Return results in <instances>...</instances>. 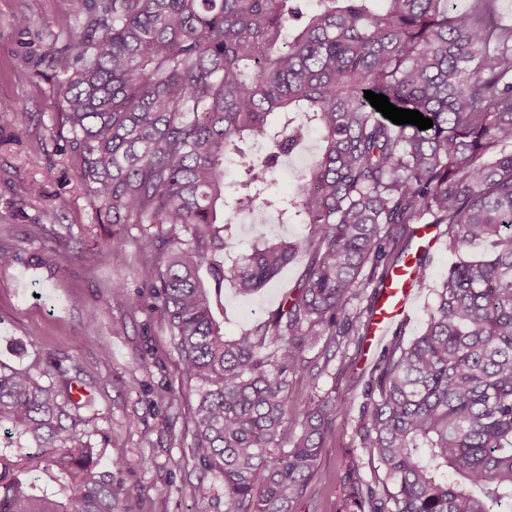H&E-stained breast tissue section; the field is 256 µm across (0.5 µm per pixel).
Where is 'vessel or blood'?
Segmentation results:
<instances>
[{
    "label": "vessel or blood",
    "mask_w": 512,
    "mask_h": 512,
    "mask_svg": "<svg viewBox=\"0 0 512 512\" xmlns=\"http://www.w3.org/2000/svg\"><path fill=\"white\" fill-rule=\"evenodd\" d=\"M413 296L409 271L401 268L393 270L379 290L375 315L367 329L368 348L378 349L394 323L407 317Z\"/></svg>",
    "instance_id": "vessel-or-blood-1"
}]
</instances>
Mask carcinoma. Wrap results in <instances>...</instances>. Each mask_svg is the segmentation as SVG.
I'll return each instance as SVG.
<instances>
[{"label": "carcinoma", "mask_w": 512, "mask_h": 512, "mask_svg": "<svg viewBox=\"0 0 512 512\" xmlns=\"http://www.w3.org/2000/svg\"><path fill=\"white\" fill-rule=\"evenodd\" d=\"M83 16L54 55L56 100L79 179L110 224H146L136 270L153 289L183 376L197 385L201 469L224 479L225 512H292L335 430L352 417L384 472L355 482L350 512H509L512 508V26L495 0H71ZM371 90L433 126L397 125ZM322 133L290 198L270 192L279 159ZM267 147L261 159L244 145ZM243 174L224 215V162ZM263 209L311 229L297 286L255 329L224 336V285L251 295L298 244L258 238L235 251L231 225ZM419 224L448 225L457 260L439 285ZM435 304L419 336L394 332L366 401L300 412L288 375L324 337L341 346L375 304L354 307L407 258ZM42 384L0 365V512H117L132 490L100 468L71 381L45 357ZM301 417L287 458L284 421ZM43 463L69 499L18 478Z\"/></svg>", "instance_id": "carcinoma-1"}]
</instances>
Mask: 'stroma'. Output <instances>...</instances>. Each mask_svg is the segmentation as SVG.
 I'll list each match as a JSON object with an SVG mask.
<instances>
[{"label":"stroma","instance_id":"stroma-1","mask_svg":"<svg viewBox=\"0 0 512 512\" xmlns=\"http://www.w3.org/2000/svg\"><path fill=\"white\" fill-rule=\"evenodd\" d=\"M21 15L26 25H17ZM81 26L71 0H0V97L16 105L0 111V249L16 257L0 268V364L37 376L45 353L53 354L83 390L80 413L91 442L103 452V469L132 488L134 512H224V481L203 472L193 446L196 386L183 377L155 298L135 274L145 260L134 245L141 227L98 221L70 135L60 126L51 59ZM34 182L42 188L36 198L28 194ZM116 237L124 249L97 259V250ZM56 244L72 259L52 268L40 255ZM306 263V252H299L250 296L225 288V334L267 319ZM365 335L364 323H356L354 341L329 359L314 348L310 371L288 377L290 400L303 411L325 401L360 406L370 370L360 355ZM166 387L172 398L157 403L155 391ZM356 476L375 485L383 472L340 418L295 512H341ZM198 483L208 487L206 497L190 494Z\"/></svg>","mask_w":512,"mask_h":512}]
</instances>
